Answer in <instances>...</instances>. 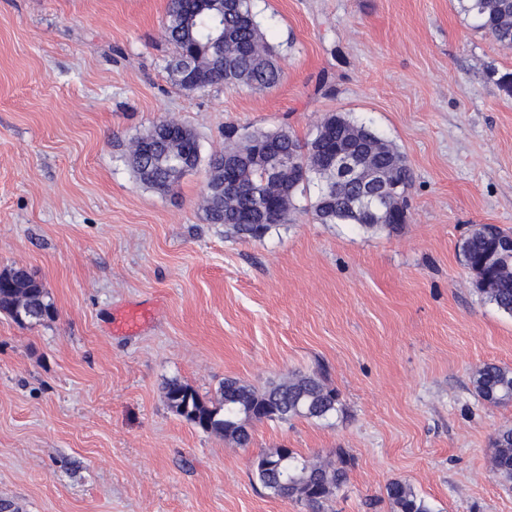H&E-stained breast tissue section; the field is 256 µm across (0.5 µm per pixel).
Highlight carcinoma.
Wrapping results in <instances>:
<instances>
[{
    "label": "carcinoma",
    "mask_w": 512,
    "mask_h": 512,
    "mask_svg": "<svg viewBox=\"0 0 512 512\" xmlns=\"http://www.w3.org/2000/svg\"><path fill=\"white\" fill-rule=\"evenodd\" d=\"M461 11L474 27L492 35L504 48L512 49V0H458ZM166 39L174 44L177 54L190 58L191 73L196 82L177 85L187 91L220 84H245L259 89L276 86L282 77L273 47L260 29L253 0H224V18L210 10L207 3L198 0H169ZM359 124L340 116L331 133L315 132L302 142L284 129L275 133H260L229 125L224 137L231 142L241 137V146L253 139H265L272 147L289 153L307 149L301 158L305 165L300 175H285V194L279 223L288 220V212L295 208L297 196L305 186L317 187L314 216L322 224H362L351 213L350 205L359 188L347 183L325 197L329 177L317 169L318 163L338 148L359 154H370L372 164L387 168L401 165L402 190L412 183V170L405 158L394 147L385 151L372 150V139L377 133L361 137L351 136ZM183 142L163 143L159 163L148 157L133 164L138 179L146 186L168 192L175 186L170 171L179 162ZM238 177L248 188L245 195L226 197L224 194L203 195L206 220L222 224L236 234L260 238L271 228L263 222L261 202L270 191L265 162L245 158ZM249 212L256 223L241 224V214ZM378 224L392 229L405 223L398 209H383L377 216ZM464 264L476 275L479 291L499 310L512 316V234L494 224H481L460 245ZM0 313L19 325L41 323L55 315V308L43 283L24 267H13L0 272ZM475 392L483 400L494 404L512 402V369L487 363L472 376ZM168 407L195 427L234 440L244 447L251 441L248 425L252 421H288L295 418L326 419L338 409L339 395L311 375L294 374L288 380L269 387L262 393L234 378L224 379L220 387V406L211 407L191 387L179 380L165 385ZM492 470L505 482H512V428L497 432L493 442ZM253 473L259 483L273 495L305 503L312 512H322L323 506L347 480V470L331 462L314 463L295 452L288 460V470L266 469L259 459L253 463ZM386 495L392 512H433L431 505L420 497L410 484L395 480L386 486Z\"/></svg>",
    "instance_id": "1"
}]
</instances>
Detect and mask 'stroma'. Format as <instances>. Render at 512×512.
I'll return each instance as SVG.
<instances>
[{
    "label": "stroma",
    "instance_id": "35a3bbf8",
    "mask_svg": "<svg viewBox=\"0 0 512 512\" xmlns=\"http://www.w3.org/2000/svg\"><path fill=\"white\" fill-rule=\"evenodd\" d=\"M168 0H0V271L26 267L53 319L0 315V502L11 512H310L271 497L251 462L274 447L345 458L331 512H391L409 483L434 512H512L492 439L512 403L472 372L512 367V316L459 245L512 233V50L458 0H256L283 78L185 91L168 70ZM341 112L392 142L413 182L398 230L323 224L315 190L244 239L208 223L205 168L169 193L123 153L173 119L203 155L224 128L308 139ZM136 332L113 325L129 310ZM340 394L326 420L251 424V442L173 413L172 379L210 406L224 379L262 390L291 372Z\"/></svg>",
    "mask_w": 512,
    "mask_h": 512
}]
</instances>
